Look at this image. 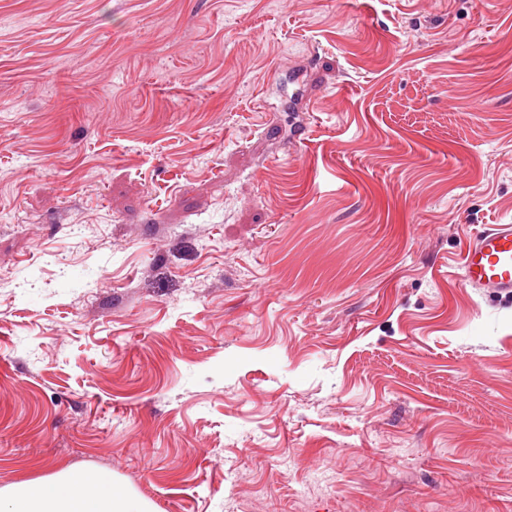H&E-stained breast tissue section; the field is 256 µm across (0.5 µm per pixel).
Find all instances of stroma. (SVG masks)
Returning a JSON list of instances; mask_svg holds the SVG:
<instances>
[{
  "label": "stroma",
  "mask_w": 512,
  "mask_h": 512,
  "mask_svg": "<svg viewBox=\"0 0 512 512\" xmlns=\"http://www.w3.org/2000/svg\"><path fill=\"white\" fill-rule=\"evenodd\" d=\"M512 0H0V488L512 512ZM462 280L489 296L512 298V224L479 231L461 259Z\"/></svg>",
  "instance_id": "35a3bbf8"
}]
</instances>
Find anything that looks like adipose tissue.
<instances>
[{"instance_id":"adipose-tissue-1","label":"adipose tissue","mask_w":512,"mask_h":512,"mask_svg":"<svg viewBox=\"0 0 512 512\" xmlns=\"http://www.w3.org/2000/svg\"><path fill=\"white\" fill-rule=\"evenodd\" d=\"M0 512H152V506L120 490L109 471L67 469L0 488Z\"/></svg>"}]
</instances>
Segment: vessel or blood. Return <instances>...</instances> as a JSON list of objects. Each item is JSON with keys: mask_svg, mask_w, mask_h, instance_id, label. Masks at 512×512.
Masks as SVG:
<instances>
[{"mask_svg": "<svg viewBox=\"0 0 512 512\" xmlns=\"http://www.w3.org/2000/svg\"><path fill=\"white\" fill-rule=\"evenodd\" d=\"M462 280L500 298H512V224H494L479 231L461 259Z\"/></svg>", "mask_w": 512, "mask_h": 512, "instance_id": "1", "label": "vessel or blood"}]
</instances>
